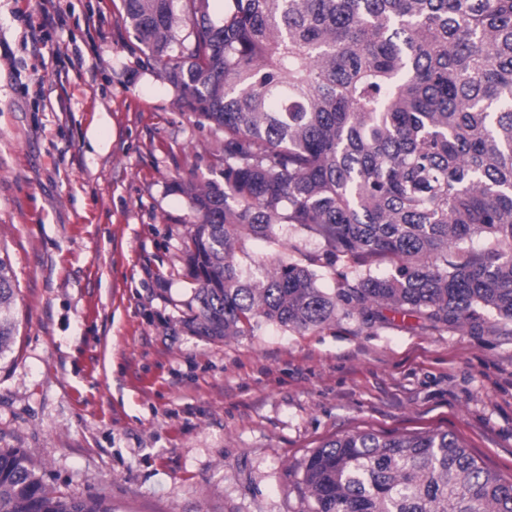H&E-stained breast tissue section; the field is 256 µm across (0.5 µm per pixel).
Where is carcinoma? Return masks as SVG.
<instances>
[{"mask_svg":"<svg viewBox=\"0 0 512 512\" xmlns=\"http://www.w3.org/2000/svg\"><path fill=\"white\" fill-rule=\"evenodd\" d=\"M184 5H179V2ZM123 0L182 105L224 137L223 182L176 181L198 336L255 320L326 325L382 308L512 324V0ZM188 29L178 38L177 28ZM299 224L363 268L319 287L307 265L243 270L235 243ZM475 236L488 247L464 246ZM392 259L385 275L376 255ZM0 257V356L18 327ZM311 512H512V482L455 434L330 439L303 464ZM0 512H112L57 495L0 448Z\"/></svg>","mask_w":512,"mask_h":512,"instance_id":"1","label":"carcinoma"}]
</instances>
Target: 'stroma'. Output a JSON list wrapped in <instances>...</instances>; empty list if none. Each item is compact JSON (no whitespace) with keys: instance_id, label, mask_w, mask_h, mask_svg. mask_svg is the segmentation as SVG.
<instances>
[{"instance_id":"35a3bbf8","label":"stroma","mask_w":512,"mask_h":512,"mask_svg":"<svg viewBox=\"0 0 512 512\" xmlns=\"http://www.w3.org/2000/svg\"><path fill=\"white\" fill-rule=\"evenodd\" d=\"M0 0V257L18 335L0 359V448L47 487L112 512H309L302 464L371 431L453 432L512 482V332L383 310L308 330L193 335L173 181L219 179L217 136L182 107L122 0ZM80 54L83 68L70 65ZM306 261L323 241L279 224L235 245Z\"/></svg>"}]
</instances>
